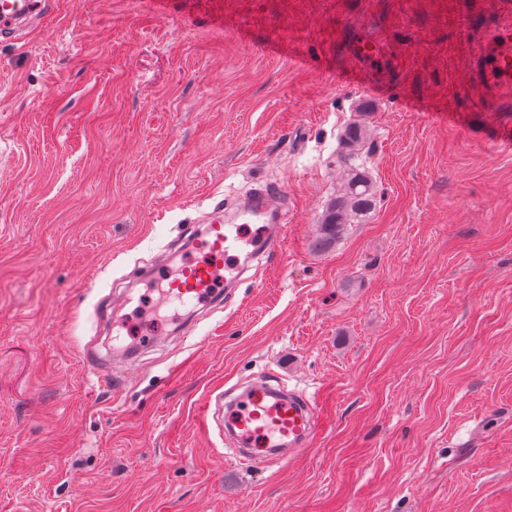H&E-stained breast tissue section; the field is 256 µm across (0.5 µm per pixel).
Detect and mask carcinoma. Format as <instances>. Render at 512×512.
I'll use <instances>...</instances> for the list:
<instances>
[{
    "instance_id": "1",
    "label": "carcinoma",
    "mask_w": 512,
    "mask_h": 512,
    "mask_svg": "<svg viewBox=\"0 0 512 512\" xmlns=\"http://www.w3.org/2000/svg\"><path fill=\"white\" fill-rule=\"evenodd\" d=\"M367 131L354 125L343 134L344 160H349L364 146ZM375 204V192L371 179L358 167L348 169L342 192L336 195L318 225L317 245L326 250L333 247L343 235L348 224L369 210Z\"/></svg>"
}]
</instances>
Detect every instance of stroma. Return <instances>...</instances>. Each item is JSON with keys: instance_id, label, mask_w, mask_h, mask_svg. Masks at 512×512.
<instances>
[{"instance_id": "stroma-1", "label": "stroma", "mask_w": 512, "mask_h": 512, "mask_svg": "<svg viewBox=\"0 0 512 512\" xmlns=\"http://www.w3.org/2000/svg\"><path fill=\"white\" fill-rule=\"evenodd\" d=\"M512 0H59L0 41V512H512ZM375 207L330 250L346 126ZM294 201L220 312L88 374L97 308L228 195ZM318 395L256 464L210 395ZM490 40L498 48L492 81L494 88L498 92L510 94L512 92L511 25H502L494 29L490 35ZM507 58H510V61H507ZM367 140V131L364 127L354 125L347 128L343 134V148L345 149L344 161L346 164L353 155L364 146Z\"/></svg>"}]
</instances>
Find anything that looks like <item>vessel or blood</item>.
Segmentation results:
<instances>
[{
  "mask_svg": "<svg viewBox=\"0 0 512 512\" xmlns=\"http://www.w3.org/2000/svg\"><path fill=\"white\" fill-rule=\"evenodd\" d=\"M51 0H0V37L12 38L15 21L27 15L50 12ZM498 49L493 85L501 93L512 92V27L502 25L490 36ZM290 198L285 187L267 184L239 199L228 222L211 219L193 250L167 253L156 263V274L144 293L126 294L114 303L115 311L128 304L148 311L155 320L174 321L181 308L193 305L208 309L222 305L224 291L245 273L241 255L276 262L284 255ZM256 230L244 234L246 225ZM206 420L215 421L228 433L234 446L256 452L258 459L281 460L310 447L325 419L302 393L284 394L265 384H255L234 400L223 394L204 405Z\"/></svg>",
  "mask_w": 512,
  "mask_h": 512,
  "instance_id": "1",
  "label": "vessel or blood"
}]
</instances>
